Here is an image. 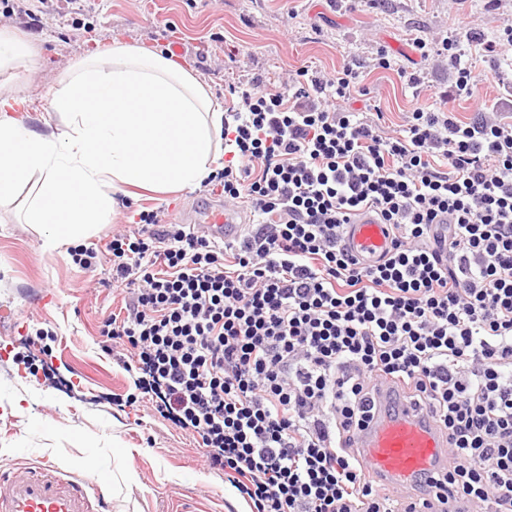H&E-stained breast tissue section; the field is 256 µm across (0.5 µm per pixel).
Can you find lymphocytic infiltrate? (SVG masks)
I'll use <instances>...</instances> for the list:
<instances>
[{
  "mask_svg": "<svg viewBox=\"0 0 512 512\" xmlns=\"http://www.w3.org/2000/svg\"><path fill=\"white\" fill-rule=\"evenodd\" d=\"M358 78L230 87L211 180L256 223L221 245L140 212L108 245L131 301L101 333L251 512H416L353 446L382 383L458 458L443 505L512 512V122L418 108L393 135L349 109ZM364 209L392 237L371 264L344 246Z\"/></svg>",
  "mask_w": 512,
  "mask_h": 512,
  "instance_id": "lymphocytic-infiltrate-1",
  "label": "lymphocytic infiltrate"
}]
</instances>
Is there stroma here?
<instances>
[{"instance_id":"obj_1","label":"stroma","mask_w":512,"mask_h":512,"mask_svg":"<svg viewBox=\"0 0 512 512\" xmlns=\"http://www.w3.org/2000/svg\"><path fill=\"white\" fill-rule=\"evenodd\" d=\"M511 28L512 0H85L80 7L55 0L39 17L0 19V30L30 40L36 60L25 77L0 74V92L14 98L24 123L48 133L60 125L51 110L56 82L82 55L115 38L163 53L177 43L182 61L224 107L231 84L259 78L276 88L302 68L322 75L355 66L368 103L380 106L387 130L398 131L419 107L445 109L464 122L474 111L472 100L454 97L456 75L446 57L423 58L416 40L436 50L462 30L489 35ZM383 50L394 59L387 70L376 65ZM489 61L479 98L487 111L512 113V48ZM410 73L420 76L421 87L408 85ZM34 193L23 186L0 207V310L14 312L12 320L0 318V467L49 458L79 470L93 461L111 490L107 512H249L223 473L204 464L193 434L137 399L132 373L99 333L101 322L125 305L104 251L113 232L128 226L135 210L187 223L218 195L200 186L120 196L113 221L86 241L99 256L84 270L68 246L45 249L40 230L20 223ZM39 329L54 335L59 384L17 362L38 354L25 339ZM69 380L75 391L66 389Z\"/></svg>"}]
</instances>
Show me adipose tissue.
<instances>
[{"instance_id": "obj_1", "label": "adipose tissue", "mask_w": 512, "mask_h": 512, "mask_svg": "<svg viewBox=\"0 0 512 512\" xmlns=\"http://www.w3.org/2000/svg\"><path fill=\"white\" fill-rule=\"evenodd\" d=\"M51 109L63 131L41 133L0 98V202L33 184L24 221L48 248L81 243L134 186L178 191L215 174L224 110L197 76L122 40L82 56L63 75Z\"/></svg>"}]
</instances>
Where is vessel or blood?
<instances>
[{
	"label": "vessel or blood",
	"mask_w": 512,
	"mask_h": 512,
	"mask_svg": "<svg viewBox=\"0 0 512 512\" xmlns=\"http://www.w3.org/2000/svg\"><path fill=\"white\" fill-rule=\"evenodd\" d=\"M237 209L207 208L194 219L195 231L224 242L239 231ZM348 250L366 262L383 257L391 247L386 225L369 211L359 212L347 227ZM379 413L359 432L357 446L365 468L395 486L408 488L421 477L444 479L457 460L446 438L408 401L384 388L376 396ZM107 487L90 472L68 471L46 460L0 470V512H102Z\"/></svg>",
	"instance_id": "b4317fda"
}]
</instances>
